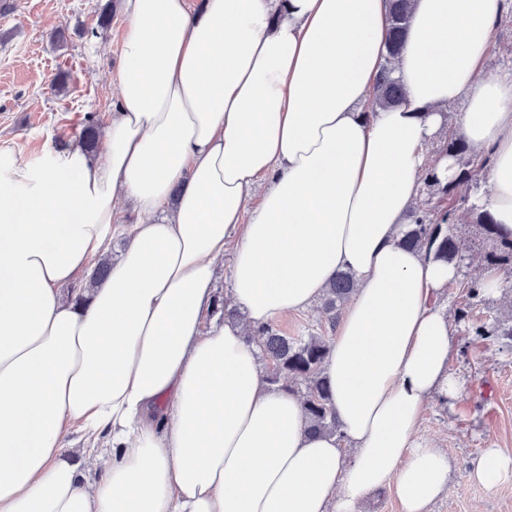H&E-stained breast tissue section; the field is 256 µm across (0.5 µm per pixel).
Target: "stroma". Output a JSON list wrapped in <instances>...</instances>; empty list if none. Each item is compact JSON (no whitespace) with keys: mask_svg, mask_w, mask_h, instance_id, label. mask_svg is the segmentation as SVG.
<instances>
[{"mask_svg":"<svg viewBox=\"0 0 512 512\" xmlns=\"http://www.w3.org/2000/svg\"><path fill=\"white\" fill-rule=\"evenodd\" d=\"M100 2L0 0V146L30 163L75 142L87 114L104 127L111 120L125 18L113 9L111 25L99 28ZM59 29L61 43L52 39ZM491 43L482 74L512 73V10L502 9ZM450 231L459 247V279L432 302L448 317L450 368L461 389L456 398L432 401L423 410L420 431L450 464V492L430 512H512V482L488 489L469 479L482 449L512 453V342L484 341L473 332L481 322L512 323V292L469 308L460 285L490 272L493 243L464 207Z\"/></svg>","mask_w":512,"mask_h":512,"instance_id":"35a3bbf8","label":"stroma"}]
</instances>
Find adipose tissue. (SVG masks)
<instances>
[{
  "label": "adipose tissue",
  "instance_id": "adipose-tissue-1",
  "mask_svg": "<svg viewBox=\"0 0 512 512\" xmlns=\"http://www.w3.org/2000/svg\"><path fill=\"white\" fill-rule=\"evenodd\" d=\"M121 6L100 158L0 147V512H362L384 488L428 512L449 461L421 414L460 391L430 299L457 269L400 241L425 173L456 172L429 158L450 127L489 157L482 203L512 236V73L479 74L500 0H414L388 107V0ZM118 234L110 276L70 302ZM223 260L247 319L210 325ZM339 270L356 278L323 367L340 431L313 434L247 333ZM469 477L512 482V454L483 449Z\"/></svg>",
  "mask_w": 512,
  "mask_h": 512
}]
</instances>
